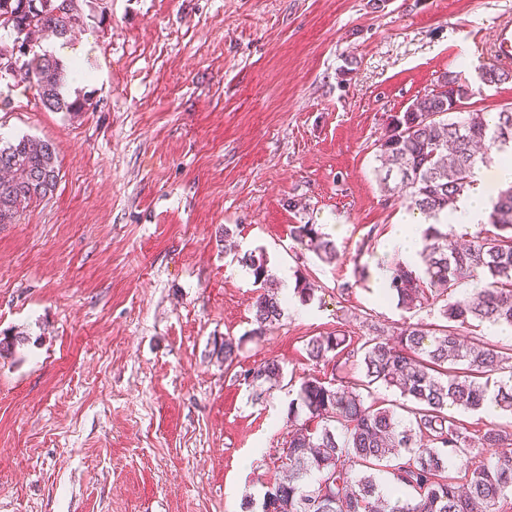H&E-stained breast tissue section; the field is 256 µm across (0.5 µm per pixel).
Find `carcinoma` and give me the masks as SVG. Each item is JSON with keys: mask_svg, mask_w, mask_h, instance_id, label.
Instances as JSON below:
<instances>
[{"mask_svg": "<svg viewBox=\"0 0 512 512\" xmlns=\"http://www.w3.org/2000/svg\"><path fill=\"white\" fill-rule=\"evenodd\" d=\"M82 2L65 14L60 0H0V62L13 60L12 77L36 87L44 108L75 115L86 101L63 92L64 66L53 55L34 50L40 38L63 39L82 21ZM512 78L497 62L481 68L487 86ZM448 95L428 93L418 111L405 112L380 140L377 167L382 190H405L408 210L429 221L419 252L423 271L401 260L392 261L386 294L405 310L438 307L444 324L427 328L408 324L390 342L372 336L359 348L340 332L312 336L306 343L310 361L319 364L361 354L367 384L345 385L316 376L304 378L290 403L292 430L282 448V475L266 486L259 512H381L377 474H390L401 493L390 512H496L497 504L512 497V434L493 427L480 437L452 416L448 407L478 410L488 397L492 376L508 374L493 394L499 409L512 412V353L479 339L464 344L459 328L471 320L512 327V185L492 200L488 224L458 246L449 240L442 217L474 186V171L489 165L493 155L512 150V110L493 120L482 112L454 107L474 95L472 87L448 73L441 78ZM54 143L21 136L0 146V224L12 223L28 205L53 193L58 184ZM293 241L324 262L337 260L336 244L317 224H293ZM239 263L260 285L253 304V328L235 339L227 336L218 353L231 366L245 338H259L280 320L285 300L263 256L245 254ZM483 287L464 303L452 300L467 281ZM317 285L296 277L300 301L314 297ZM26 336L0 338V357L11 355ZM283 367L264 361L242 371L245 383L260 398L283 379ZM381 383L399 392L409 405L407 419L392 407L367 402L372 392L362 387ZM495 448L494 460H479L475 445ZM465 457L464 474L448 472V453Z\"/></svg>", "mask_w": 512, "mask_h": 512, "instance_id": "cac0c4a2", "label": "carcinoma"}]
</instances>
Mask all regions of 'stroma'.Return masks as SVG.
Listing matches in <instances>:
<instances>
[{
  "label": "stroma",
  "mask_w": 512,
  "mask_h": 512,
  "mask_svg": "<svg viewBox=\"0 0 512 512\" xmlns=\"http://www.w3.org/2000/svg\"><path fill=\"white\" fill-rule=\"evenodd\" d=\"M82 9L64 50L94 76L85 112L46 111L34 87L0 78V145L52 141L60 168L53 195L0 224V334L28 337L0 358V512H229L278 477L301 379L364 376L309 361L310 337L340 329L358 347L377 327L439 323L380 298L373 278L340 286L391 261L410 217L374 172L389 115L449 71L473 87L467 109L512 107V79H478L512 0ZM306 222L338 261L291 239ZM254 249L275 278L318 289L229 368L215 349L251 328L259 290L238 258ZM272 359L287 384L255 400L237 371Z\"/></svg>",
  "instance_id": "1"
}]
</instances>
